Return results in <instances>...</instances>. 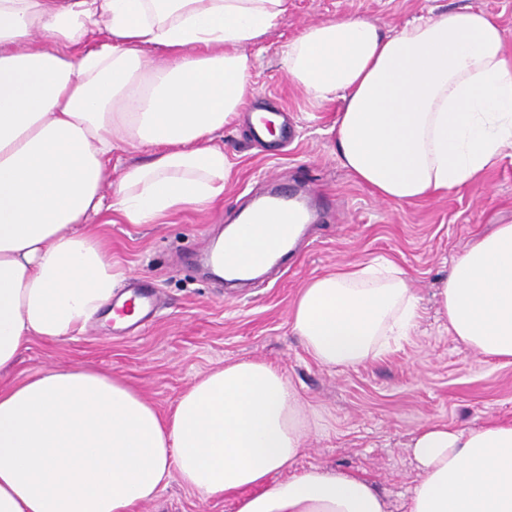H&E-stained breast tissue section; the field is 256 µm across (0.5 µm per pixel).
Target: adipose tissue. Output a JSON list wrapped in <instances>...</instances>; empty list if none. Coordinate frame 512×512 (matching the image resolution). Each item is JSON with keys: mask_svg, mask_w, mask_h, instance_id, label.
I'll return each mask as SVG.
<instances>
[{"mask_svg": "<svg viewBox=\"0 0 512 512\" xmlns=\"http://www.w3.org/2000/svg\"><path fill=\"white\" fill-rule=\"evenodd\" d=\"M287 12L288 0H0V371L32 338L70 340L111 303L119 275L91 219L160 224L223 198L231 162L214 139L251 92L245 48ZM94 34L101 42L81 49ZM281 63L311 98L342 100L336 156L381 199L473 184L512 147V56L489 13L390 32L329 18L289 41ZM118 141L151 157L110 184ZM287 229L270 214L226 239L244 264ZM439 305L459 343L512 362V224L469 243ZM419 317L407 273L384 258L310 279L290 329L320 365L346 369ZM314 426L263 361L202 375L166 417L93 367L49 368L0 388V512H134L173 477L236 512H386L363 476L295 471ZM410 446L408 512H512V422L428 424Z\"/></svg>", "mask_w": 512, "mask_h": 512, "instance_id": "ef3b65f1", "label": "adipose tissue"}]
</instances>
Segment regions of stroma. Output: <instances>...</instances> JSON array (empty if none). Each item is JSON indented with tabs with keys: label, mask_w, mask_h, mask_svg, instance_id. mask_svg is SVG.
I'll use <instances>...</instances> for the list:
<instances>
[{
	"label": "stroma",
	"mask_w": 512,
	"mask_h": 512,
	"mask_svg": "<svg viewBox=\"0 0 512 512\" xmlns=\"http://www.w3.org/2000/svg\"><path fill=\"white\" fill-rule=\"evenodd\" d=\"M458 7L494 15L512 51V0H289L284 19L245 49L254 92L217 137L233 163L223 200L205 211L184 210L167 224H128L116 214L89 225L109 247L116 271L159 289L154 320L134 337L115 335L103 317L65 342L32 339L0 372V385L50 367L90 365L123 378L165 416L198 376L258 359L285 372L317 423L295 471L357 472L384 494L389 512H406L417 476L409 444L421 426L512 421V364L461 346L438 305L439 283L471 239L512 224V149L474 185L410 202L380 199L336 157L331 128L341 100L319 102L295 87L281 52L303 28L324 19L354 14L390 31ZM260 109L287 114L295 127L278 151L252 136L250 115ZM274 182L300 193L312 187L329 200L286 260L249 287H224L198 254ZM377 257L408 273L421 318L382 357L327 369L291 332L292 306L310 278ZM136 512H235V506L224 498L201 501L174 479Z\"/></svg>",
	"instance_id": "35a3bbf8"
}]
</instances>
